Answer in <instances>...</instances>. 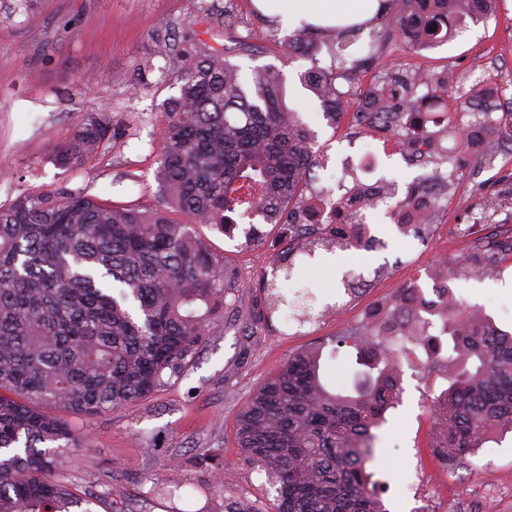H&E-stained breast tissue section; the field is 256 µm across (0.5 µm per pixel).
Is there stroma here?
Instances as JSON below:
<instances>
[{"instance_id": "obj_1", "label": "stroma", "mask_w": 512, "mask_h": 512, "mask_svg": "<svg viewBox=\"0 0 512 512\" xmlns=\"http://www.w3.org/2000/svg\"><path fill=\"white\" fill-rule=\"evenodd\" d=\"M211 3V14L203 21L197 0H40L23 24H0V205L27 188L63 183L118 205L160 208L155 173L163 106L178 93L177 87L158 80L159 68L169 61L158 52L155 30L165 24L176 46L190 42L225 55L243 77H250L254 67L276 65L285 77L290 107L317 134L319 161L338 164L361 145L349 121L327 124L317 98L300 83V74L312 67L329 69L328 52L283 58L277 41L289 31L272 14L258 11L254 0H234L239 17L234 28L224 24L225 0ZM425 55L436 71L453 72V96L469 91L471 71L480 66L500 85L502 107L512 106V0H499L495 17L469 23L464 35ZM144 62L154 69L140 80L136 69ZM95 106L109 110L124 124L125 134L83 168L63 172L51 160L52 148ZM488 151L493 156L489 163L461 154L455 187L424 238L403 234L384 213H377L370 232L385 241V248L341 254L347 268L363 272L370 286L302 335L288 334L278 320L258 335L245 333L260 308V281L272 273L277 228L258 225L263 238L248 247L245 226L227 237L196 225L243 284L236 308L225 310L181 372L148 399L92 417L72 416L83 446L61 468V480L77 495L93 498L94 512H112L116 506L126 512H162L146 492L151 481L172 479L210 487V512H224V491L215 470L220 463L240 494L272 503L275 492L265 474L243 462L236 448L238 413L292 352L330 341L361 322L370 304L391 301L407 285L431 291L436 267L483 253L488 236L512 237V205L503 208L497 226H470L474 205L512 175V151H500L494 142ZM382 265L386 273L375 276ZM452 290L465 306L512 328L511 257H501L491 274L454 281ZM402 365L400 402L376 431L374 471L388 512H410L406 488L412 475L424 496L423 512H512V432L485 443L470 466L440 470L430 455L427 405L447 382L429 374L422 350L408 354ZM203 448L211 450L212 460L198 459Z\"/></svg>"}]
</instances>
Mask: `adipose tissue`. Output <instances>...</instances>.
Returning a JSON list of instances; mask_svg holds the SVG:
<instances>
[{
    "mask_svg": "<svg viewBox=\"0 0 512 512\" xmlns=\"http://www.w3.org/2000/svg\"><path fill=\"white\" fill-rule=\"evenodd\" d=\"M283 27L295 30L303 24L328 25L336 20L364 21L374 17L379 0H279Z\"/></svg>",
    "mask_w": 512,
    "mask_h": 512,
    "instance_id": "ef3b65f1",
    "label": "adipose tissue"
}]
</instances>
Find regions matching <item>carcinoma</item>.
<instances>
[{"instance_id": "obj_1", "label": "carcinoma", "mask_w": 512, "mask_h": 512, "mask_svg": "<svg viewBox=\"0 0 512 512\" xmlns=\"http://www.w3.org/2000/svg\"><path fill=\"white\" fill-rule=\"evenodd\" d=\"M37 0H13L0 23H21ZM494 0H384L381 28L366 23L328 26L324 45L331 69L301 75L336 125L337 96L350 95L362 78L389 131L421 113L418 72L385 68L387 41L398 36L414 52L457 34L460 21H486ZM369 42L360 43L364 32ZM158 30L161 54L173 56L178 95L166 103V127L155 174L163 205L155 210L117 206L64 184L21 192L0 206V512H93L56 476L57 462L80 446L81 433L58 412L82 416L119 410L147 399L165 378L178 374L224 308L241 288L224 257L194 230L207 224L233 235V216L273 213L283 247L273 274L263 279L257 322L290 312L298 326L342 309L321 305L309 288L293 297L280 287L294 276L296 257L316 259L349 248L371 251L382 242L360 224H341L342 197L324 210L307 193L316 166L314 131L288 106L285 82L274 65L256 67L245 81L240 69L216 53L175 49ZM291 57L310 47L306 29L280 43ZM425 86L446 91L448 73L430 70ZM348 89L342 90V84ZM454 129L447 113L440 129L420 133L436 144L432 159L452 161L441 143ZM118 135L112 113L89 112L53 151L65 172L85 166ZM512 201V186L480 203L489 222ZM404 214L421 224H399L421 238L430 230L438 200L415 186L400 200ZM311 221L289 220L294 211ZM184 214L185 223L170 218ZM343 294L354 301L369 285L348 270ZM440 324L429 333L432 321ZM402 336L429 354V371L448 386L430 405L435 460L464 467L497 431L512 430V333L485 315L460 310L453 293L432 301L411 285L382 311L347 327L323 346L288 355L257 388L238 415L236 437L243 459L266 473L275 490L270 506L237 495L224 482V512H388L373 480L374 430L400 394L401 363L388 337ZM356 351L352 390L325 381L326 359L339 349ZM190 482H155L149 496L167 512H209L197 507Z\"/></svg>"}]
</instances>
